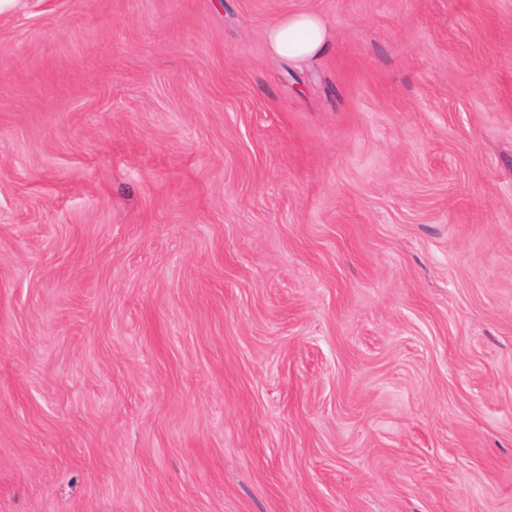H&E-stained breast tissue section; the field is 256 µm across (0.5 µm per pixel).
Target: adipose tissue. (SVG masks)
<instances>
[{"instance_id": "ef3b65f1", "label": "adipose tissue", "mask_w": 512, "mask_h": 512, "mask_svg": "<svg viewBox=\"0 0 512 512\" xmlns=\"http://www.w3.org/2000/svg\"><path fill=\"white\" fill-rule=\"evenodd\" d=\"M276 58L300 63L323 55L329 46V28L322 16L314 12L287 14L266 31Z\"/></svg>"}]
</instances>
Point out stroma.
I'll list each match as a JSON object with an SVG mask.
<instances>
[{
  "instance_id": "stroma-1",
  "label": "stroma",
  "mask_w": 512,
  "mask_h": 512,
  "mask_svg": "<svg viewBox=\"0 0 512 512\" xmlns=\"http://www.w3.org/2000/svg\"><path fill=\"white\" fill-rule=\"evenodd\" d=\"M0 512H512V0L1 10ZM267 40L276 58L295 63L323 55L329 46V28L315 12L287 14L266 31Z\"/></svg>"
}]
</instances>
